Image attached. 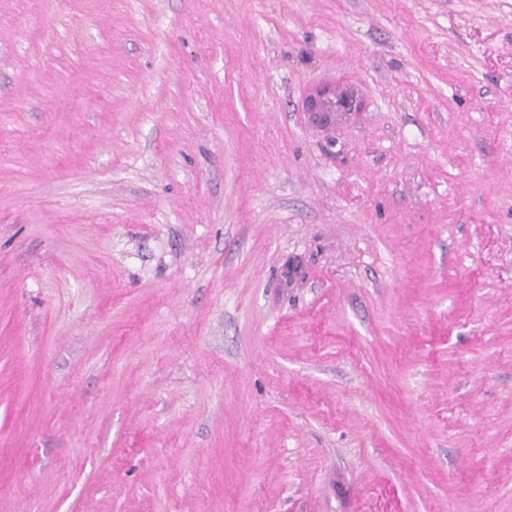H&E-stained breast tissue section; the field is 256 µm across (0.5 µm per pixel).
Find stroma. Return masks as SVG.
<instances>
[{
    "label": "stroma",
    "instance_id": "35a3bbf8",
    "mask_svg": "<svg viewBox=\"0 0 512 512\" xmlns=\"http://www.w3.org/2000/svg\"><path fill=\"white\" fill-rule=\"evenodd\" d=\"M0 512H512V0H0ZM354 93L336 83L315 85L306 98L309 122L316 128L328 131L355 107Z\"/></svg>",
    "mask_w": 512,
    "mask_h": 512
}]
</instances>
